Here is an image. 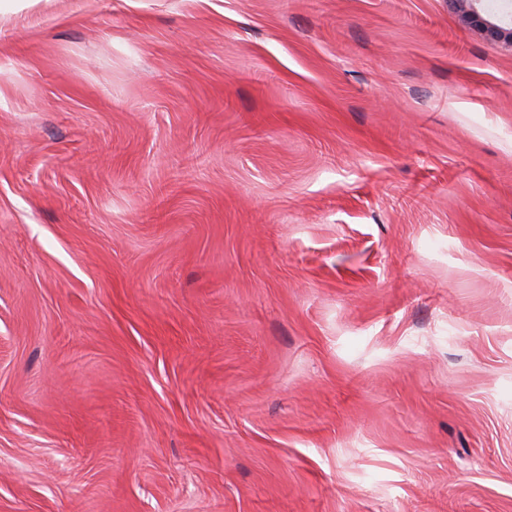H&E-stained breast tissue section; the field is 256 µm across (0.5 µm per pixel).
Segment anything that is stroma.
I'll return each mask as SVG.
<instances>
[{"instance_id":"obj_1","label":"stroma","mask_w":512,"mask_h":512,"mask_svg":"<svg viewBox=\"0 0 512 512\" xmlns=\"http://www.w3.org/2000/svg\"><path fill=\"white\" fill-rule=\"evenodd\" d=\"M0 512H512V48L450 0L1 13Z\"/></svg>"}]
</instances>
